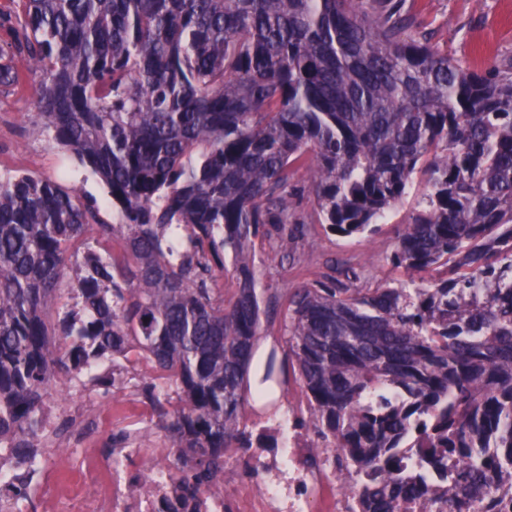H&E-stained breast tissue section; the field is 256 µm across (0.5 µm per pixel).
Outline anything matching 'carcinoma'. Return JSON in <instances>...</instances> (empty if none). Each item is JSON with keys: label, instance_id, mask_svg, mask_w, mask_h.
Masks as SVG:
<instances>
[{"label": "carcinoma", "instance_id": "obj_1", "mask_svg": "<svg viewBox=\"0 0 512 512\" xmlns=\"http://www.w3.org/2000/svg\"><path fill=\"white\" fill-rule=\"evenodd\" d=\"M0 94L38 77L49 142L106 185L118 223L48 178L0 179V448L18 512L69 430L58 376L142 396L197 498L243 420L296 384L313 447L336 450L351 512H512V59L475 69L408 33L405 0H12ZM340 236L423 186L368 286L349 262L272 295L256 244L298 252L293 198ZM92 231L74 266L73 242ZM235 288L224 300V276ZM281 351L249 374L264 296Z\"/></svg>", "mask_w": 512, "mask_h": 512}]
</instances>
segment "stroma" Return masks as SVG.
I'll return each instance as SVG.
<instances>
[{"label":"stroma","instance_id":"stroma-1","mask_svg":"<svg viewBox=\"0 0 512 512\" xmlns=\"http://www.w3.org/2000/svg\"><path fill=\"white\" fill-rule=\"evenodd\" d=\"M407 4L413 16L414 32L427 35L435 49L479 69L512 57V0H407ZM39 126L40 118L31 105L28 90L0 98V177L28 172L59 179L81 195L95 199L101 219L114 223L103 184L80 167L73 156L51 147L40 135ZM414 204L411 197L398 204L372 234L341 237L315 224L313 198L307 190H300L294 206L308 223L304 260L296 263L261 252L264 287L281 292L326 272L332 263L350 259L366 262L372 281L384 283L399 278L400 273L391 265L390 256L397 244L400 226ZM88 404L93 405L96 416L95 424L87 428L91 447L106 448L112 437L123 433L134 441L145 432L157 447H170L171 441L165 432L152 427L150 415L145 412L132 383L119 397L90 399L70 391L67 376H60L58 391L48 402L46 414L54 422L72 417L75 409ZM305 410L306 402L299 387H290L285 393L275 388L264 402L247 405L244 418L257 428L276 432L279 445L284 448L288 445V433L281 430V420L287 415L298 416Z\"/></svg>","mask_w":512,"mask_h":512}]
</instances>
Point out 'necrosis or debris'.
Returning <instances> with one entry per match:
<instances>
[{
  "label": "necrosis or debris",
  "instance_id": "obj_1",
  "mask_svg": "<svg viewBox=\"0 0 512 512\" xmlns=\"http://www.w3.org/2000/svg\"><path fill=\"white\" fill-rule=\"evenodd\" d=\"M169 454L166 448H118L106 463L96 449H83L80 466L54 475L42 492V512H312L311 503L325 496L328 512H344L334 468L298 433L285 456L255 459V483L239 501L220 488L184 499L165 463ZM130 458L149 463L147 475L132 474L126 466Z\"/></svg>",
  "mask_w": 512,
  "mask_h": 512
}]
</instances>
